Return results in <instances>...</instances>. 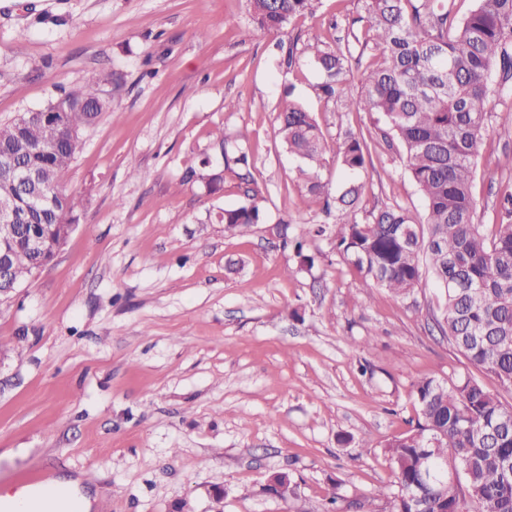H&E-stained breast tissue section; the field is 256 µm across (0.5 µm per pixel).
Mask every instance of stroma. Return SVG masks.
<instances>
[{"instance_id":"obj_1","label":"stroma","mask_w":512,"mask_h":512,"mask_svg":"<svg viewBox=\"0 0 512 512\" xmlns=\"http://www.w3.org/2000/svg\"><path fill=\"white\" fill-rule=\"evenodd\" d=\"M362 0H313L285 33L256 32L246 0H0V122L98 82L109 111L86 128L62 177L78 225L54 260L0 297V494L42 469L79 477L93 512H389L386 442L417 419L413 384L472 376L507 406L512 388L464 357L439 327L431 274L399 300L362 287L331 239L282 248L269 225L316 223L283 150V91L327 141L323 179L347 176L335 141L362 130L370 160L363 205L425 204L398 142L365 114L338 112L293 37H332L363 17ZM512 94L491 92L475 163L474 221L503 218L512 171ZM223 129L224 150L211 134ZM248 150L266 221L245 236L217 224L246 204L236 182L208 193L196 178ZM290 472L296 494L263 486ZM223 500H216V491Z\"/></svg>"}]
</instances>
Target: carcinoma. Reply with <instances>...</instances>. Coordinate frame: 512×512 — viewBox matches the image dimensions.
<instances>
[{"label": "carcinoma", "instance_id": "cac0c4a2", "mask_svg": "<svg viewBox=\"0 0 512 512\" xmlns=\"http://www.w3.org/2000/svg\"><path fill=\"white\" fill-rule=\"evenodd\" d=\"M255 32L278 34L290 20L311 9L312 0H247ZM367 25L353 41L320 37L303 54L320 74L319 89L340 111L363 112L384 121L403 149L406 168L426 205L418 224L399 204L365 215L364 185L370 150L363 133L348 127L336 138V154L350 176L345 189L329 198L321 178L326 138L300 102L279 112L285 151L298 161L303 199H324L332 222L308 224L304 237L334 235L336 254L364 287L377 286L396 298L411 294L428 269L444 289L443 334L476 368L512 386V222L492 230L473 220L475 160L486 129L484 104L491 73L503 90L512 89V0H475L462 20L448 0H364ZM372 46L379 57L362 64L354 45ZM360 71L361 90L350 89L352 65ZM107 109L94 82L68 91L46 107L0 123V152L35 172L46 199L31 211L28 190L0 175V207L25 217L26 227L10 244L11 259L0 271V289L17 288L48 264L56 246L72 231L77 202L60 188L74 160L81 132ZM247 154L213 165L201 160L209 192L236 179L249 203L224 208L218 223L244 236L264 221L262 192L251 186ZM418 406L415 427L385 446L395 487L384 488L391 512H512V406H505L475 378L452 386L434 377L414 383ZM459 470L463 479L442 485L424 474ZM281 496L294 495L288 474L270 477Z\"/></svg>", "mask_w": 512, "mask_h": 512}]
</instances>
